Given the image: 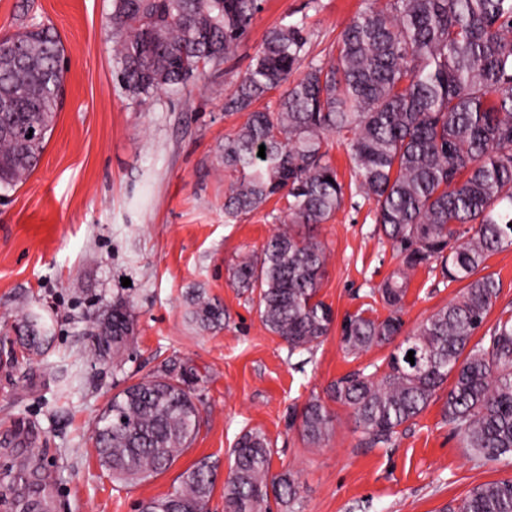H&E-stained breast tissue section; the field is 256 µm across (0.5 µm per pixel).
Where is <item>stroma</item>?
<instances>
[{
  "mask_svg": "<svg viewBox=\"0 0 512 512\" xmlns=\"http://www.w3.org/2000/svg\"><path fill=\"white\" fill-rule=\"evenodd\" d=\"M362 0H264L230 58L193 77L187 90L131 94L112 61L113 0H0V38L45 23L59 33L68 67L64 102L39 164L0 198V512H12L7 472L37 449L54 512H136L173 490L202 458L218 465L208 512H224L230 451L243 431H262L271 472L300 482L292 512H445L474 488L512 478V463L471 457L433 402L400 427L390 445L360 442L350 413L331 405L328 440L309 447L295 412L325 397L337 378L382 364L389 350L343 353L339 330L310 350L290 353L263 326L232 269L260 252L286 217L268 202L224 215L222 148L243 123L224 98L248 71L268 31L303 23L308 61L327 59ZM371 202L346 200L324 224L296 225L328 255L319 297L336 320L361 309L388 310L369 291L400 265ZM130 286H122V278ZM202 290L228 317L203 330L187 297ZM460 284L418 268L402 313L412 330L455 298ZM129 301L135 335L120 366L92 357L89 332L114 299ZM37 312L50 328L38 352L19 341ZM168 369L186 374L200 407L197 434L166 470L136 485L113 483L99 466L93 421L126 384Z\"/></svg>",
  "mask_w": 512,
  "mask_h": 512,
  "instance_id": "1",
  "label": "stroma"
}]
</instances>
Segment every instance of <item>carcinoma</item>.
Instances as JSON below:
<instances>
[{
    "instance_id": "carcinoma-1",
    "label": "carcinoma",
    "mask_w": 512,
    "mask_h": 512,
    "mask_svg": "<svg viewBox=\"0 0 512 512\" xmlns=\"http://www.w3.org/2000/svg\"><path fill=\"white\" fill-rule=\"evenodd\" d=\"M260 9L261 0H114L119 77L136 95L180 90L236 52ZM307 46L304 24L275 27L225 98L224 110L246 120L224 137V211L236 218L278 195L287 200L290 223H326L341 208L345 186L322 143L333 133L348 138L355 193L374 202L373 221L398 251L400 268L370 292L389 309L386 318L360 310L341 324L349 355L392 346L385 367L336 379L328 398L350 410L362 442L375 447L449 382L442 418L462 447L484 460L512 459V308L485 327L501 284L480 274L490 255L512 247V0H366L336 40V54L291 82ZM63 62V44L44 23L0 40V87L10 101L0 114V190L16 189L38 165L62 105ZM277 90L273 109L253 108ZM31 129L39 133L31 137ZM434 264L446 282L463 287L404 336L409 273ZM325 272L321 242L280 229L259 256L233 269L232 281L257 293L264 327L301 352L333 327L331 306L318 299ZM190 315L201 329L226 318L200 292L192 294ZM22 328L30 351L47 340L36 317ZM133 334L130 304L117 299L92 330L90 352L116 359ZM199 419L183 381L157 374L132 382L95 419L100 466L119 483L148 480L190 447ZM331 423L314 399L298 427L306 444L318 447ZM232 455L224 512H270L271 495L287 506L299 499L298 479L271 474L272 449L261 431H245ZM216 477L217 465L204 458L138 512H206ZM13 479L24 487L19 512L48 509L35 455ZM450 512H512V479L473 489Z\"/></svg>"
}]
</instances>
